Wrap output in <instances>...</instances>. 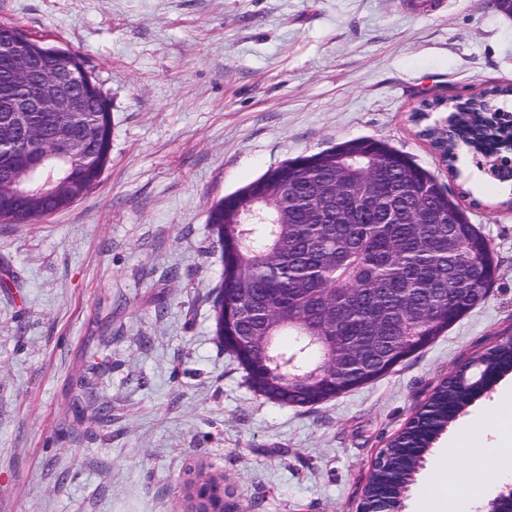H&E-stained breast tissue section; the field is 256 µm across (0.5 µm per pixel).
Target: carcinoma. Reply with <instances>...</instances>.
<instances>
[{
  "instance_id": "1",
  "label": "carcinoma",
  "mask_w": 512,
  "mask_h": 512,
  "mask_svg": "<svg viewBox=\"0 0 512 512\" xmlns=\"http://www.w3.org/2000/svg\"><path fill=\"white\" fill-rule=\"evenodd\" d=\"M71 58L73 53L30 39L14 23H0V54L13 43ZM89 111L81 121L99 128L89 147L99 168L88 169L84 182L98 181L112 147V122L106 101L91 76H86ZM512 95V86L497 87L464 100L448 99L447 126L425 128L436 149L452 162L465 149L482 157L507 150L512 130L494 126L500 112L495 96ZM354 155L353 170L343 157ZM368 174L372 194L364 199L342 190L344 180ZM271 196L280 210L277 224L255 221L237 224L232 216L254 199ZM0 211V221L33 224L51 214ZM222 252L223 267L217 295L233 311L224 323V350L244 371L251 385L280 406L304 407L310 394L337 398L389 373L407 357L431 344L450 325L477 305L462 295L482 289L497 265L485 236L472 224L449 189L411 157L387 143L369 138L345 141L302 155L266 172L243 189L214 204L208 214ZM340 306L342 321L333 326L329 315ZM300 318L319 323L321 332L336 337L339 354L355 336H376L371 352L376 369L371 376H352L346 386L324 379L290 385L281 378L288 366L307 369L324 353L309 346L298 328H272L270 317L282 307ZM389 311L383 323L372 319L373 308ZM273 336L277 361L266 368L238 347L239 336ZM512 372V340H498L442 380L405 428L381 449V460L364 488L375 512H397L414 483L435 439L464 414L492 383Z\"/></svg>"
}]
</instances>
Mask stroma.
I'll use <instances>...</instances> for the list:
<instances>
[{"label":"stroma","mask_w":512,"mask_h":512,"mask_svg":"<svg viewBox=\"0 0 512 512\" xmlns=\"http://www.w3.org/2000/svg\"><path fill=\"white\" fill-rule=\"evenodd\" d=\"M78 54L112 112L82 199L0 223V512H184L199 469L225 512H358L372 463L436 385L512 335V182L460 177L412 117L435 95L512 85V20L491 0H0ZM356 138L458 194L498 264L484 300L391 372L312 407L255 392L215 336L210 206L286 161ZM506 375L438 439L494 465ZM479 420L449 452L458 427ZM55 209L56 206L52 202H47L41 212L33 211L29 214L19 213L13 209H7L3 212L0 211V221H7L12 224H33L50 215Z\"/></svg>","instance_id":"35a3bbf8"}]
</instances>
